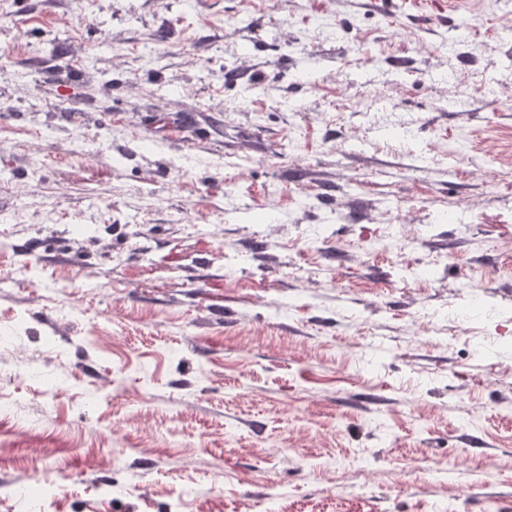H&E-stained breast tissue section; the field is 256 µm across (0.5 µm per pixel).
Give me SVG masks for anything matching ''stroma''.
<instances>
[{
  "label": "stroma",
  "instance_id": "stroma-1",
  "mask_svg": "<svg viewBox=\"0 0 512 512\" xmlns=\"http://www.w3.org/2000/svg\"><path fill=\"white\" fill-rule=\"evenodd\" d=\"M1 17L0 512H512V0Z\"/></svg>",
  "mask_w": 512,
  "mask_h": 512
}]
</instances>
